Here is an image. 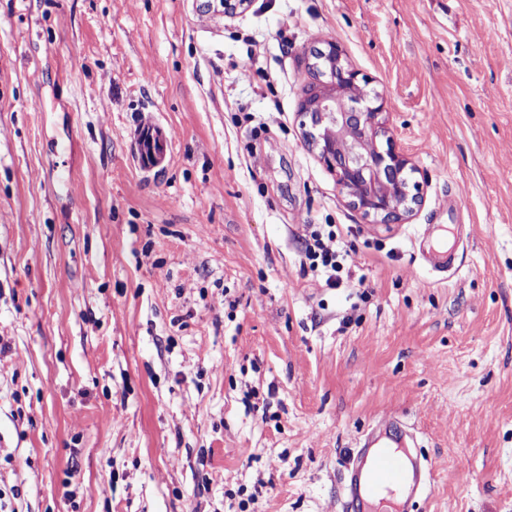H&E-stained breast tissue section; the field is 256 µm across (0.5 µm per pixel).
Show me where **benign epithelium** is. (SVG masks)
Instances as JSON below:
<instances>
[{
    "mask_svg": "<svg viewBox=\"0 0 512 512\" xmlns=\"http://www.w3.org/2000/svg\"><path fill=\"white\" fill-rule=\"evenodd\" d=\"M311 56L297 112L305 145L366 223L409 222L424 204V186L395 137L384 96L367 90L371 79L348 63L337 42H324Z\"/></svg>",
    "mask_w": 512,
    "mask_h": 512,
    "instance_id": "7a95c632",
    "label": "benign epithelium"
}]
</instances>
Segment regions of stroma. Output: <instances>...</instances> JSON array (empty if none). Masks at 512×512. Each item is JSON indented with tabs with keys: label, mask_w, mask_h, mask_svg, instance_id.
<instances>
[{
	"label": "stroma",
	"mask_w": 512,
	"mask_h": 512,
	"mask_svg": "<svg viewBox=\"0 0 512 512\" xmlns=\"http://www.w3.org/2000/svg\"><path fill=\"white\" fill-rule=\"evenodd\" d=\"M328 39L425 179L409 223L303 143ZM0 341L19 512H342L386 416L432 472L409 512H512V0H0ZM305 227L307 233L302 243L309 269L323 277L329 288L340 287L344 274L348 277L346 266L349 253L341 246L336 231L332 229L335 225L308 224Z\"/></svg>",
	"instance_id": "obj_1"
}]
</instances>
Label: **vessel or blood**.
Wrapping results in <instances>:
<instances>
[{
	"label": "vessel or blood",
	"mask_w": 512,
	"mask_h": 512,
	"mask_svg": "<svg viewBox=\"0 0 512 512\" xmlns=\"http://www.w3.org/2000/svg\"><path fill=\"white\" fill-rule=\"evenodd\" d=\"M414 446V438L395 417L384 419L366 434L351 459L347 508L373 512L380 490L393 493L421 488L425 477Z\"/></svg>",
	"instance_id": "1"
}]
</instances>
